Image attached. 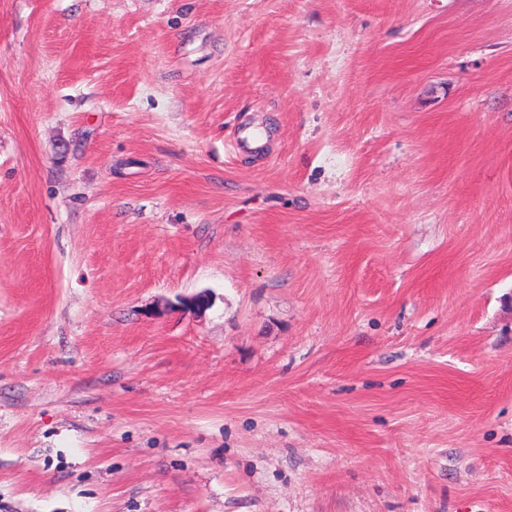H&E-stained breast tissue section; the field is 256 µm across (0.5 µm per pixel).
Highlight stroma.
I'll return each instance as SVG.
<instances>
[{"mask_svg": "<svg viewBox=\"0 0 512 512\" xmlns=\"http://www.w3.org/2000/svg\"><path fill=\"white\" fill-rule=\"evenodd\" d=\"M0 512H512V0H0Z\"/></svg>", "mask_w": 512, "mask_h": 512, "instance_id": "stroma-1", "label": "stroma"}]
</instances>
